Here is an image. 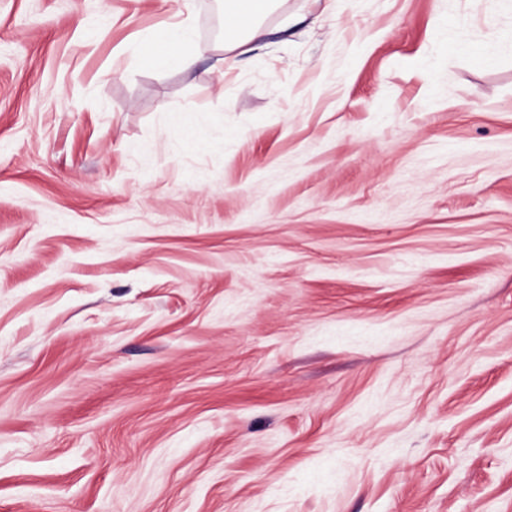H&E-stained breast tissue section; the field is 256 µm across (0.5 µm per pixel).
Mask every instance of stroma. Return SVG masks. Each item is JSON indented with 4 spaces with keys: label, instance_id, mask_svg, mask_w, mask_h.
I'll use <instances>...</instances> for the list:
<instances>
[{
    "label": "stroma",
    "instance_id": "stroma-1",
    "mask_svg": "<svg viewBox=\"0 0 512 512\" xmlns=\"http://www.w3.org/2000/svg\"><path fill=\"white\" fill-rule=\"evenodd\" d=\"M264 24L0 0V512H512V0ZM278 0H225L224 51L234 52L261 41L270 32L261 21ZM159 41L163 48L149 59L151 64L174 66L181 70H189L195 65L197 52L184 49L192 41L189 26L168 29L160 34Z\"/></svg>",
    "mask_w": 512,
    "mask_h": 512
}]
</instances>
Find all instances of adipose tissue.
<instances>
[{
    "label": "adipose tissue",
    "mask_w": 512,
    "mask_h": 512,
    "mask_svg": "<svg viewBox=\"0 0 512 512\" xmlns=\"http://www.w3.org/2000/svg\"><path fill=\"white\" fill-rule=\"evenodd\" d=\"M274 0H224V49L233 52L251 43L263 40L268 30L262 24L271 12ZM160 52L153 57L155 64L173 66L181 70L191 69L196 52L188 48L191 43L189 26H178L160 34Z\"/></svg>",
    "instance_id": "adipose-tissue-1"
}]
</instances>
